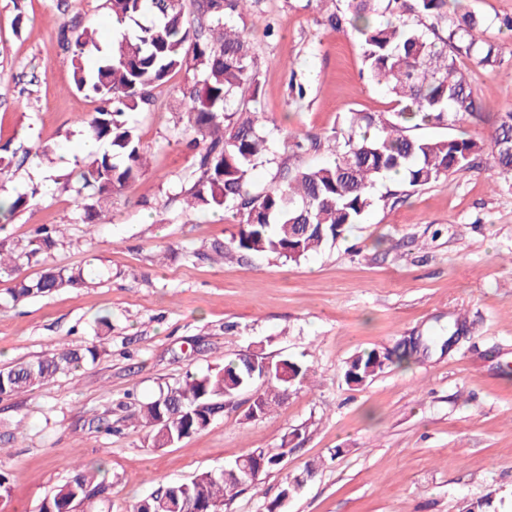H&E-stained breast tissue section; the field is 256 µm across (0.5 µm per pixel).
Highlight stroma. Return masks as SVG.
Masks as SVG:
<instances>
[{"mask_svg": "<svg viewBox=\"0 0 512 512\" xmlns=\"http://www.w3.org/2000/svg\"><path fill=\"white\" fill-rule=\"evenodd\" d=\"M22 24H15L16 14ZM118 36L99 0H0V145L47 146L53 163L26 161L0 179V195L45 186L7 226L22 243L40 224L66 236L39 267L95 269L82 288L0 307V369L94 339L108 317L95 362L32 391L0 397V471L10 477L5 512H37L77 464L104 463L109 487L92 512H134L162 485L224 469L253 449L288 444L279 469L247 486L225 512H265L287 479L317 466L281 512H466L491 497L512 512V174L489 156L474 168L412 188L383 178L375 206L333 244L299 261L273 253L214 261V243L239 230L233 212L183 210L192 152L179 134L177 86L154 89L156 106L129 117L148 151V169L112 196L104 220L79 219L80 116L94 100L77 92L58 44L65 16ZM235 25L250 39L270 150L253 192L284 170L332 162L327 134L346 113L387 112V91L363 72L358 40L328 25L318 0H258ZM504 63L470 67L489 114L512 110V32L497 33ZM305 96H298L296 86ZM321 138L293 155L283 136ZM258 349L293 358L308 381L250 420L251 392L176 445L153 447L130 414L160 390L236 354ZM392 354L361 386L344 377L359 351Z\"/></svg>", "mask_w": 512, "mask_h": 512, "instance_id": "obj_1", "label": "stroma"}]
</instances>
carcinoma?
Returning <instances> with one entry per match:
<instances>
[{
  "instance_id": "cac0c4a2",
  "label": "carcinoma",
  "mask_w": 512,
  "mask_h": 512,
  "mask_svg": "<svg viewBox=\"0 0 512 512\" xmlns=\"http://www.w3.org/2000/svg\"><path fill=\"white\" fill-rule=\"evenodd\" d=\"M252 0H103L113 23L125 29L103 48L96 33L77 21L59 28V44L68 54L75 88L98 101L83 120L87 138L109 149L84 159L76 190L82 221L101 220L112 194L137 181L147 157L134 126L122 119L128 112H149L153 89L179 72L192 74L179 89L184 133L195 151L192 184L181 190L180 203L202 212L232 210L240 229L231 246L217 243L212 252H270L298 261L360 223L374 205L371 189L377 179L402 174L410 187L425 186L470 169L484 151L494 166L512 173V112L498 116L489 141L470 137L434 138L416 135L427 126L448 125L459 118L482 120L485 108L475 96L465 60L477 66L502 65L493 22L469 9L466 0H347L346 10L327 15L329 25L350 29L359 39L367 78L387 89L393 111H351L328 139L336 145L333 162L299 170L261 193L250 189L251 171L262 162L267 138L260 120V85L247 40L232 25ZM241 89L251 91L252 107L228 110ZM321 139L297 132L288 136L293 151L318 150ZM38 194L10 198L3 218L26 208ZM60 229L43 224L20 247L0 236V276H12L59 241ZM87 283L83 273L47 269L0 292V305L46 297L63 288ZM95 344L64 349L51 357L0 370V397L27 392L96 360ZM249 371L236 357L202 374H190L142 406L132 418L150 430L155 448H167L210 425L224 413V403L261 383L259 416L266 415L288 387L301 384L308 369L285 359V370L262 353ZM388 354L375 350L354 354L345 362L347 382L361 385L381 373ZM288 449L250 450L238 463L260 474L275 470ZM302 482L287 483L266 512L281 505ZM242 487L224 471H205L193 479L155 489L136 505V512H224ZM107 490L100 465L77 466L40 504L39 512H74L90 497Z\"/></svg>"
}]
</instances>
